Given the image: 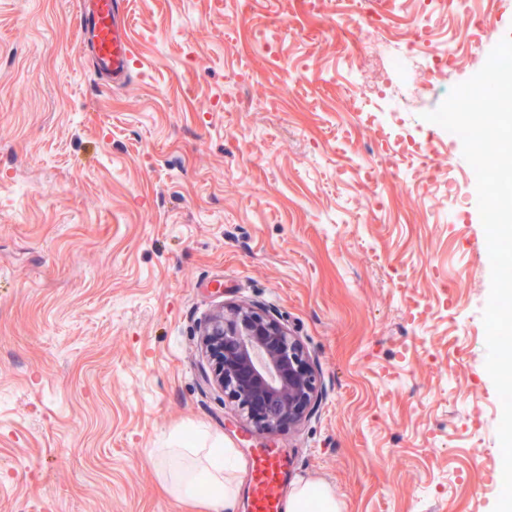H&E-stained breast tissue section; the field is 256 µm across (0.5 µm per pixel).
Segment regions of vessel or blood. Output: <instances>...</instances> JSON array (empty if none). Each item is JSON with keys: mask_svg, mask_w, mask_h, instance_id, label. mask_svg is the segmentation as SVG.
I'll return each mask as SVG.
<instances>
[{"mask_svg": "<svg viewBox=\"0 0 512 512\" xmlns=\"http://www.w3.org/2000/svg\"><path fill=\"white\" fill-rule=\"evenodd\" d=\"M78 43L91 66L114 85L125 83L136 64L131 48L124 0H78ZM291 475L280 449L260 448L251 460L252 512H282Z\"/></svg>", "mask_w": 512, "mask_h": 512, "instance_id": "b4317fda", "label": "vessel or blood"}]
</instances>
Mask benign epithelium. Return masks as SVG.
Wrapping results in <instances>:
<instances>
[{
    "label": "benign epithelium",
    "mask_w": 512,
    "mask_h": 512,
    "mask_svg": "<svg viewBox=\"0 0 512 512\" xmlns=\"http://www.w3.org/2000/svg\"><path fill=\"white\" fill-rule=\"evenodd\" d=\"M202 342L211 362L209 384L224 391L255 431L274 437L299 426L313 410L318 383L299 340L258 307L233 305L212 314Z\"/></svg>",
    "instance_id": "7a95c632"
}]
</instances>
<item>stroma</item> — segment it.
I'll use <instances>...</instances> for the list:
<instances>
[{
    "label": "stroma",
    "mask_w": 512,
    "mask_h": 512,
    "mask_svg": "<svg viewBox=\"0 0 512 512\" xmlns=\"http://www.w3.org/2000/svg\"><path fill=\"white\" fill-rule=\"evenodd\" d=\"M128 8L137 65L111 89L76 0H0V512H208L165 491L152 451L190 429L245 464L264 445L205 380L200 329L229 302L276 313L318 370L317 411L275 437L291 486L327 485L340 512H493L486 235L461 142L422 115L512 11L469 0L489 36L391 120L356 106L344 67L371 55L336 0ZM407 138L423 162L363 185Z\"/></svg>",
    "instance_id": "1"
}]
</instances>
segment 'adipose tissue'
Returning <instances> with one entry per match:
<instances>
[{
    "label": "adipose tissue",
    "instance_id": "obj_1",
    "mask_svg": "<svg viewBox=\"0 0 512 512\" xmlns=\"http://www.w3.org/2000/svg\"><path fill=\"white\" fill-rule=\"evenodd\" d=\"M163 479L171 496L179 500L206 498L211 512H233L238 486L230 482L242 463L233 449L214 443L204 448L200 435L184 432L167 447L154 449ZM336 498L319 483L295 488L286 501V512H337Z\"/></svg>",
    "mask_w": 512,
    "mask_h": 512
}]
</instances>
